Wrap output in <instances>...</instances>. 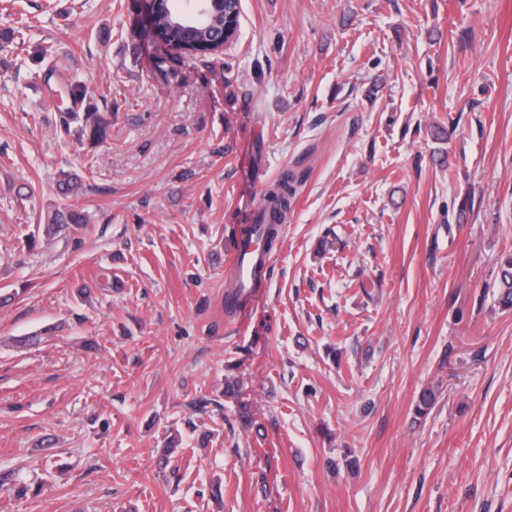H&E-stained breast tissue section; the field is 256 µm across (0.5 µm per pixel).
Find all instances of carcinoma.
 Wrapping results in <instances>:
<instances>
[{"mask_svg": "<svg viewBox=\"0 0 512 512\" xmlns=\"http://www.w3.org/2000/svg\"><path fill=\"white\" fill-rule=\"evenodd\" d=\"M241 4L238 0H222L215 4L208 17L199 20L175 7L173 0H158L155 9V28L158 35L179 56L189 59L213 57L219 53L224 38H237L240 25ZM81 122V135L92 145H99L111 136L112 122L99 112H65L62 115L64 128L70 123ZM296 192L294 173L286 170L275 180L264 194V211L272 222L263 225L262 234L266 251H271L280 238L282 214L288 211ZM83 223V215L72 205L55 206L48 217L45 235L52 241L66 224ZM498 300L504 308H512V254L500 262Z\"/></svg>", "mask_w": 512, "mask_h": 512, "instance_id": "obj_1", "label": "carcinoma"}]
</instances>
